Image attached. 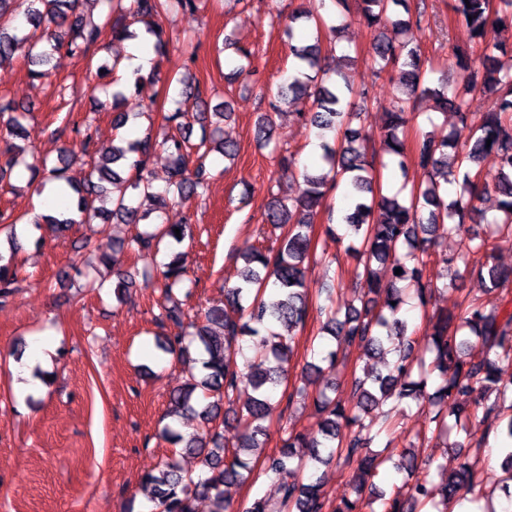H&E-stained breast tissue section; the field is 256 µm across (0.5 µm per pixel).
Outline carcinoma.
I'll use <instances>...</instances> for the list:
<instances>
[{"label":"carcinoma","instance_id":"carcinoma-1","mask_svg":"<svg viewBox=\"0 0 512 512\" xmlns=\"http://www.w3.org/2000/svg\"><path fill=\"white\" fill-rule=\"evenodd\" d=\"M204 0H101L106 10L102 22L94 23L79 11V0H0V66L13 61L17 47L29 44L28 55L33 68L30 77L41 78L61 66L66 59H82L92 64L94 48L105 33L112 39L126 40L134 36L128 18L144 24L146 32L155 38L156 52L165 53L169 40L156 19L177 8L197 11ZM344 12L355 8L369 27L391 26L396 34L414 26L421 30L426 22V0H331ZM452 10L466 21L472 43L454 49L452 61L444 64L423 56L420 46L408 40L388 38L377 31L368 51V60L379 73L397 72L400 87L394 101L383 106L371 99L365 89L354 91L349 66L355 58L342 53L341 33L346 25H327L325 18L299 5L292 12L295 19L312 21L316 28L329 27L333 38L328 53L338 58V66H325L319 43L308 44L292 52L297 74L275 93L262 91L267 110L257 119V139L270 144L275 132L274 115L290 103L288 94L305 101L297 117L318 129H331L336 145L324 146L320 156L327 170L317 173L308 167L298 168L295 154L279 157L277 174L282 178L302 180L300 194L285 204L268 189L272 201L265 212L266 222L285 229L277 249H256L245 258L247 269L241 275L243 284L226 290L225 303L212 304L195 315L183 308L177 289L187 273L186 253L172 251L160 268H145L144 281L161 280L165 303L157 315L160 323H170L180 332L158 338L157 347L163 353L180 358L190 356V348L201 349L200 376L190 374L184 386L169 393L167 416L182 418L196 414L207 427L203 435L184 437L167 426L162 437L172 444L182 445L170 457L148 466L142 474V486L155 505L156 512H196L195 503L208 499L213 512H234L229 489L239 487L252 478L253 469L243 455L265 445L272 421H278L282 447L266 457L263 474L278 485V498L257 497L243 512H362L359 500L343 499L332 505L322 491L320 467L336 461L354 462L352 474L359 492L370 487L367 506L370 512H422L436 498L443 504L460 501L475 491V463L464 458L458 468L438 485L422 470L418 448H394L386 460L407 474V480L397 490L387 493L376 490L371 483L383 463L381 454L371 450L373 427L378 419L391 424L404 416L406 408L415 404L429 406V423L438 438L451 431L471 439L469 423L478 412L488 417L498 413L507 399L512 398V378H503L501 364L512 361V299L502 308L486 311L476 298H464L460 312L435 313L428 321L429 357L414 354V341L408 335V324L399 317L405 296L413 295L425 306L439 290L428 274L429 264L446 266L456 258L435 255L430 250L434 236H452L468 224H487L491 235L512 230V63L505 66L495 52L505 53L503 44L482 51V72L471 69L475 46L483 42L489 18L503 25L512 19V0H453ZM225 48L234 49L235 60L231 75H249L245 65L250 53L230 38ZM120 60L105 59L97 66L99 84L94 90L102 95L98 111L113 112L114 127L121 128L129 115L121 111L126 94L114 88L112 74L118 71ZM458 78L448 88V72ZM439 73L435 86L426 85L427 73ZM172 90L164 127L175 129L157 141L148 133L121 147L97 145L92 122L78 131V150L58 157L56 164L48 159L33 165L27 161L29 151L13 146L0 156V179L19 166L30 172V182H38L41 193L47 184L65 182L75 201V210L86 220L100 217L122 224H138L153 214L165 212L177 200L188 194L205 195L215 174L206 159L215 152L227 159L238 153L237 145L224 139L216 123L231 117V104L224 100L210 106L209 94L191 74L167 79ZM435 100L443 116H451V130L439 137L425 136L410 149L404 139V127L413 116H420V103ZM194 100L200 113H209L213 129L200 124L201 135L191 141L193 124L186 121L182 105ZM382 110L385 154L396 161L401 171L408 162L417 163L426 173L425 182L411 189L408 200L398 196L374 194L377 167L388 162L377 154L372 137L363 125L364 113ZM33 112L13 100L0 97V118L8 135L23 139L27 132L23 124ZM472 130V143L458 144L456 130ZM163 147L170 157L166 184L154 186L150 161L157 147ZM459 158L458 166L448 163V150ZM196 154L190 163V154ZM87 157L90 167L83 183L78 185L67 175L71 162ZM491 159L496 169L494 190L498 196L497 211L501 217L488 219L476 205L479 197L481 164ZM347 182L346 208L328 221L346 226L345 235L353 238L352 256L360 269L356 275L367 293H385L384 305L374 299H359L360 305H349L344 315L331 307L323 308L326 320L321 332L338 344L355 345L367 359L393 352L395 359L385 364L386 372L366 367L363 375L354 377L351 390L352 409L340 400L320 390L313 397L315 411L320 416L318 430H298L276 412L274 392L285 382L288 364L294 353V329L305 326L308 313L306 268L312 256L311 233L315 219L327 195ZM456 186V199L447 201L448 186ZM59 215H40L34 225L46 223L63 232L76 219L70 213L68 200H59ZM180 229L175 234L174 229ZM190 233V222L160 224L152 231L138 233L127 241L107 247L100 239H85L81 252L105 265L117 267L126 252L146 254L159 252L161 243L170 239L178 244ZM473 250L483 253L485 262L471 265L462 260L464 272L473 274L485 285L496 290L512 283V268L493 262V242L475 236ZM402 273L395 274V269ZM16 272L11 262L0 256V300L13 296ZM230 305L240 314L232 319L225 313ZM248 336L264 348L263 355L246 369L238 367L234 357L239 337ZM323 368L310 361L302 372L303 386L296 393H306L315 374ZM434 374L438 386L427 393V376ZM250 391L242 404H237L241 389ZM483 392V401L470 409L465 405L475 391ZM461 401L452 413L453 423L446 421L447 402ZM234 430L232 444L224 442V429ZM505 448L500 466L505 474L506 495L512 494V415L501 429ZM192 456L199 460L198 471H186L179 458Z\"/></svg>","mask_w":512,"mask_h":512}]
</instances>
